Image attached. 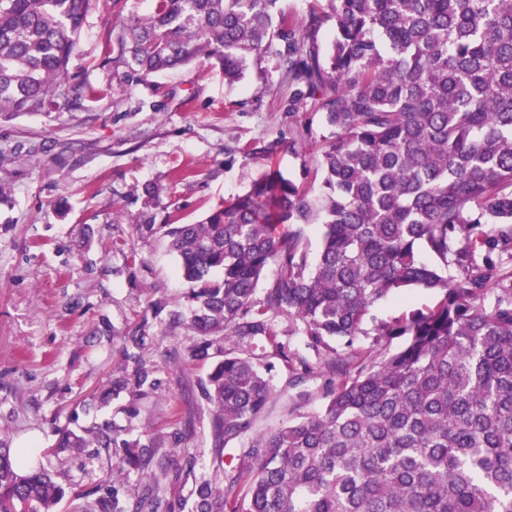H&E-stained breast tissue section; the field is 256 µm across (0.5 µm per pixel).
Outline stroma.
<instances>
[{"label":"stroma","instance_id":"stroma-1","mask_svg":"<svg viewBox=\"0 0 512 512\" xmlns=\"http://www.w3.org/2000/svg\"><path fill=\"white\" fill-rule=\"evenodd\" d=\"M146 0H100L89 13L69 69L104 86L113 80L107 35ZM291 88L272 56L252 58L226 86L206 60L124 86L78 112L0 115V442L35 449L66 492L57 512H97L111 498L114 451L62 448L61 430H101L158 448L159 494L192 504L201 479L223 483L244 440L216 456L214 412L201 387L224 343L190 328L191 286L166 237L142 231L191 224L246 193L276 164L316 188L323 133L313 106L288 109ZM276 144L273 160L261 147ZM160 203L145 209L147 189ZM413 288L373 310L376 321L434 306ZM275 395L254 430L321 409L329 378L311 358L295 378L264 340L253 349ZM148 383L134 388L137 370Z\"/></svg>","mask_w":512,"mask_h":512}]
</instances>
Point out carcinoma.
I'll use <instances>...</instances> for the list:
<instances>
[{
  "label": "carcinoma",
  "mask_w": 512,
  "mask_h": 512,
  "mask_svg": "<svg viewBox=\"0 0 512 512\" xmlns=\"http://www.w3.org/2000/svg\"><path fill=\"white\" fill-rule=\"evenodd\" d=\"M99 0H0V112H73L124 85L205 58L232 85L270 54L329 135L313 195L277 169L165 235L194 285L201 336L285 355L269 314L335 377L321 411L252 438L224 488L203 479L190 512H512V0H327L295 18L278 0H152L112 26L116 87L68 69ZM332 23L329 49L316 37ZM320 224L316 262L301 232ZM278 274L261 298L269 263ZM438 303L366 329L408 288ZM362 336L402 346L363 358ZM274 393L227 349L202 386L224 451ZM149 473L157 449L125 444ZM62 489L0 443V512H54ZM101 512H167L152 490Z\"/></svg>",
  "instance_id": "cac0c4a2"
}]
</instances>
